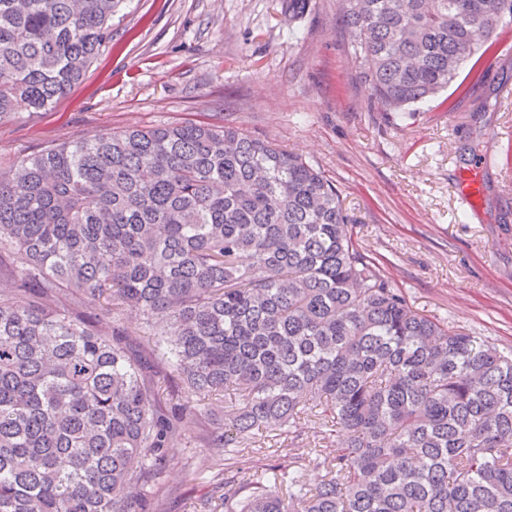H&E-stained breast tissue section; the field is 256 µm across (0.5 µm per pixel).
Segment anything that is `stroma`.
I'll list each match as a JSON object with an SVG mask.
<instances>
[{
	"label": "stroma",
	"instance_id": "1",
	"mask_svg": "<svg viewBox=\"0 0 512 512\" xmlns=\"http://www.w3.org/2000/svg\"><path fill=\"white\" fill-rule=\"evenodd\" d=\"M112 41L49 110L0 123V164L128 126L233 125L302 155L338 189L355 238L414 307L512 348V177L494 156L478 213L456 196L476 133H512V36L479 59L484 83L400 113L370 106L337 0L289 17L284 0H124ZM217 418L190 411L159 483L167 512H224L215 460L192 441Z\"/></svg>",
	"mask_w": 512,
	"mask_h": 512
}]
</instances>
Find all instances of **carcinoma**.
Listing matches in <instances>:
<instances>
[{"label": "carcinoma", "instance_id": "1", "mask_svg": "<svg viewBox=\"0 0 512 512\" xmlns=\"http://www.w3.org/2000/svg\"><path fill=\"white\" fill-rule=\"evenodd\" d=\"M119 5L0 0V122L79 84ZM338 9L381 112L437 97L512 33V0ZM1 250L0 512H162L190 406L160 396L156 359L209 406L235 391L198 440L247 475L224 512H512V348L416 309L335 185L278 144L188 122L46 148L0 166ZM272 433L291 461L260 471L250 445Z\"/></svg>", "mask_w": 512, "mask_h": 512}]
</instances>
